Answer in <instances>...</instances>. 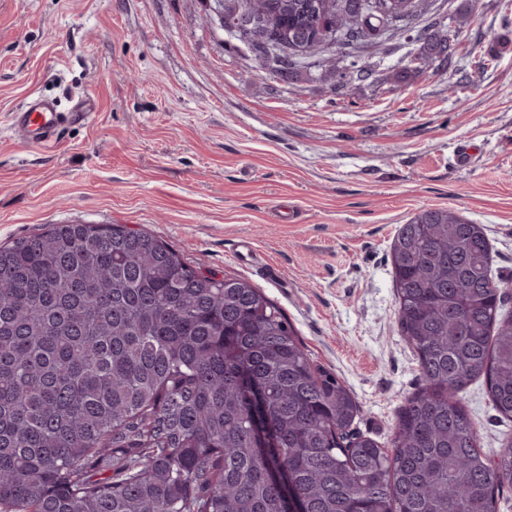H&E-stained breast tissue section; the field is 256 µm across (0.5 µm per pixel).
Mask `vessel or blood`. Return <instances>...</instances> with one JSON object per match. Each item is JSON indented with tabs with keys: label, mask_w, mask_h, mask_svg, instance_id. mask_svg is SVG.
Returning a JSON list of instances; mask_svg holds the SVG:
<instances>
[{
	"label": "vessel or blood",
	"mask_w": 512,
	"mask_h": 512,
	"mask_svg": "<svg viewBox=\"0 0 512 512\" xmlns=\"http://www.w3.org/2000/svg\"><path fill=\"white\" fill-rule=\"evenodd\" d=\"M71 116L57 102L33 95L21 110L11 113L10 124L16 136L46 147L58 143L61 128Z\"/></svg>",
	"instance_id": "obj_1"
}]
</instances>
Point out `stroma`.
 I'll return each instance as SVG.
<instances>
[{
    "label": "stroma",
    "instance_id": "stroma-1",
    "mask_svg": "<svg viewBox=\"0 0 512 512\" xmlns=\"http://www.w3.org/2000/svg\"><path fill=\"white\" fill-rule=\"evenodd\" d=\"M509 30L512 0H477L448 62L412 68L395 36L368 58L381 85L339 90L261 70L209 0H0V245L119 224L248 280L354 393V429L389 447L425 385L398 327L400 225L437 207L482 225L512 315V48L492 49ZM32 92L95 115L41 149L9 130ZM461 397L497 454L512 421L484 381Z\"/></svg>",
    "mask_w": 512,
    "mask_h": 512
}]
</instances>
